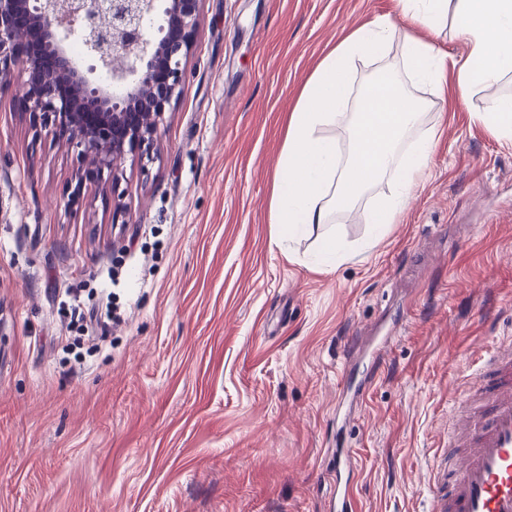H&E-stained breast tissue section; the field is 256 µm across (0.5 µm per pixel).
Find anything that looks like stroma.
<instances>
[{
	"mask_svg": "<svg viewBox=\"0 0 512 512\" xmlns=\"http://www.w3.org/2000/svg\"><path fill=\"white\" fill-rule=\"evenodd\" d=\"M400 8L203 0L182 92L116 182L34 126L22 66L0 76V512H329L340 450L361 512H429L451 410L512 337V148L470 120L512 72L442 101L402 39L354 60V88L388 73L426 104L428 175L379 239L388 177L295 240L270 221L317 61ZM106 287L120 320L81 325L73 295Z\"/></svg>",
	"mask_w": 512,
	"mask_h": 512,
	"instance_id": "35a3bbf8",
	"label": "stroma"
}]
</instances>
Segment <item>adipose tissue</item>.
<instances>
[{
    "mask_svg": "<svg viewBox=\"0 0 512 512\" xmlns=\"http://www.w3.org/2000/svg\"><path fill=\"white\" fill-rule=\"evenodd\" d=\"M401 20L379 18L348 34L317 63L293 107L276 170L271 221L289 239L304 229L333 223L339 207L352 204L383 176L395 179L396 195L368 217L375 233L395 223L404 201L428 171L435 130L416 140L410 131L423 119L422 106L393 82H379L354 94L345 77L349 61L383 54L402 35L416 81L431 84L440 96L465 98L478 85H491L512 71V0H400ZM467 45L465 57L445 55L417 34L435 31L447 18ZM474 121L512 147V97L492 100ZM345 127L349 153L340 155L330 129ZM410 141L407 156L398 153Z\"/></svg>",
    "mask_w": 512,
    "mask_h": 512,
    "instance_id": "ef3b65f1",
    "label": "adipose tissue"
}]
</instances>
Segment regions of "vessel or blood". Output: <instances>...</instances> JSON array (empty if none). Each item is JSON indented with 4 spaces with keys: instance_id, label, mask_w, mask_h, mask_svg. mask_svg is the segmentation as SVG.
Instances as JSON below:
<instances>
[{
    "instance_id": "obj_1",
    "label": "vessel or blood",
    "mask_w": 512,
    "mask_h": 512,
    "mask_svg": "<svg viewBox=\"0 0 512 512\" xmlns=\"http://www.w3.org/2000/svg\"><path fill=\"white\" fill-rule=\"evenodd\" d=\"M448 462L432 477L431 512H512V342L489 359L453 416ZM355 461L336 458L335 512H359Z\"/></svg>"
}]
</instances>
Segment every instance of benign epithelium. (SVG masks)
Wrapping results in <instances>:
<instances>
[{
    "label": "benign epithelium",
    "instance_id": "obj_1",
    "mask_svg": "<svg viewBox=\"0 0 512 512\" xmlns=\"http://www.w3.org/2000/svg\"><path fill=\"white\" fill-rule=\"evenodd\" d=\"M202 0H0V74L21 64V89L33 122H52L93 161L92 173L117 183L127 154H148L155 117L181 92L183 60L197 34ZM26 12L45 34L43 52L57 71L77 82L79 105L61 97L55 74L40 57L25 53L27 33L18 23ZM162 14L153 28L146 19ZM83 43L91 61L82 69L69 49ZM112 74L108 89L92 78L96 69Z\"/></svg>",
    "mask_w": 512,
    "mask_h": 512
}]
</instances>
